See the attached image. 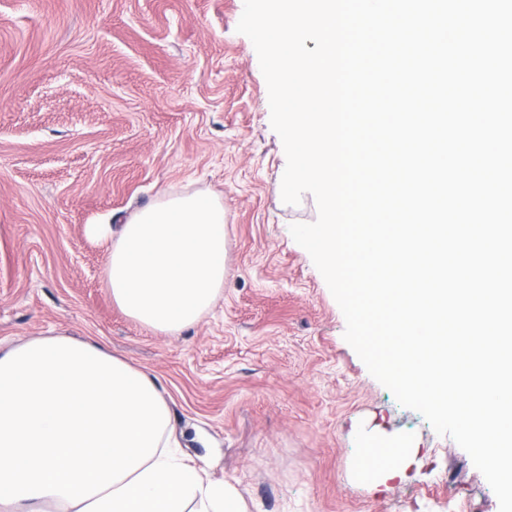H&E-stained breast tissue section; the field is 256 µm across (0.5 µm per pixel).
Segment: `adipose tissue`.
Instances as JSON below:
<instances>
[{
  "label": "adipose tissue",
  "mask_w": 512,
  "mask_h": 512,
  "mask_svg": "<svg viewBox=\"0 0 512 512\" xmlns=\"http://www.w3.org/2000/svg\"><path fill=\"white\" fill-rule=\"evenodd\" d=\"M224 208L203 194L135 213L105 280L140 324L180 332L224 288ZM156 379L57 333L0 349V512H246L170 439Z\"/></svg>",
  "instance_id": "ef3b65f1"
}]
</instances>
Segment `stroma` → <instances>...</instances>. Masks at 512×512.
<instances>
[{"label": "stroma", "mask_w": 512, "mask_h": 512, "mask_svg": "<svg viewBox=\"0 0 512 512\" xmlns=\"http://www.w3.org/2000/svg\"><path fill=\"white\" fill-rule=\"evenodd\" d=\"M244 0H0V346L65 333L152 375L183 455L246 512H499L470 456L401 406L345 341L291 224L282 141ZM224 207L214 307L171 335L127 316L104 269L166 196ZM415 453L362 484L364 436Z\"/></svg>", "instance_id": "stroma-1"}]
</instances>
